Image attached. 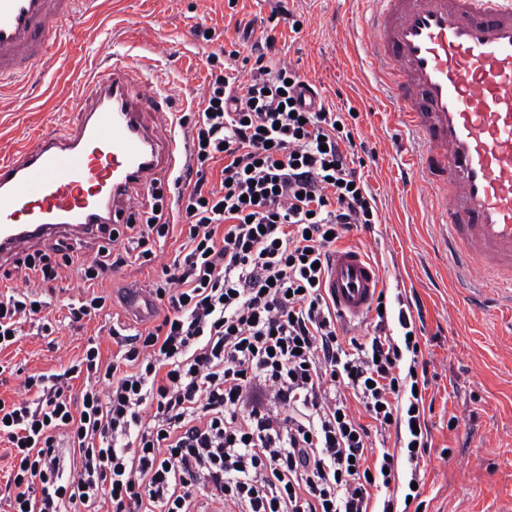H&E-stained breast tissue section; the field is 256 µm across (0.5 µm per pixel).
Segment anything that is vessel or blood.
<instances>
[{
	"mask_svg": "<svg viewBox=\"0 0 512 512\" xmlns=\"http://www.w3.org/2000/svg\"><path fill=\"white\" fill-rule=\"evenodd\" d=\"M92 0H0V85L50 57ZM378 68L399 124L414 139L444 251L464 280L512 302V0H364ZM75 128L53 130L0 163V259L31 244L102 237L138 221L133 187L167 181L181 152L162 135L169 95L113 53L87 78ZM322 288L343 319L365 315L381 289L356 247L333 249ZM139 317L154 300L125 289Z\"/></svg>",
	"mask_w": 512,
	"mask_h": 512,
	"instance_id": "obj_1",
	"label": "vessel or blood"
}]
</instances>
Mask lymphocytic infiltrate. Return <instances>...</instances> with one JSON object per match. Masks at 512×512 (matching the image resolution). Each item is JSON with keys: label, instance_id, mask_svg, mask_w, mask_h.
Instances as JSON below:
<instances>
[{"label": "lymphocytic infiltrate", "instance_id": "lymphocytic-infiltrate-1", "mask_svg": "<svg viewBox=\"0 0 512 512\" xmlns=\"http://www.w3.org/2000/svg\"><path fill=\"white\" fill-rule=\"evenodd\" d=\"M274 36L251 48L248 82L208 55L202 110L173 117L189 142L177 194L93 261L73 253L27 257L41 284L61 269L91 287L68 304L78 322L102 311L108 270L150 262L155 238L178 224L183 258L152 284L166 302L153 328L124 335L121 363L99 346L61 371L28 376L30 400L0 399V442L15 462L11 512H192L199 482L236 512H370L372 488L390 487L399 459L412 475L429 452L421 347L407 309L366 339L349 335L322 292L335 239L378 220L356 168L343 113L306 108L305 80L274 61ZM223 159L219 188L206 173ZM30 293L0 295V349L35 317ZM83 379L79 396L71 382ZM358 402L369 424L353 415ZM402 431L401 453H373L372 431Z\"/></svg>", "mask_w": 512, "mask_h": 512}]
</instances>
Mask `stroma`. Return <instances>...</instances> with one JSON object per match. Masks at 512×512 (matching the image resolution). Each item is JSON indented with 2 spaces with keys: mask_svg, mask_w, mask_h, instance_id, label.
I'll return each instance as SVG.
<instances>
[{
  "mask_svg": "<svg viewBox=\"0 0 512 512\" xmlns=\"http://www.w3.org/2000/svg\"><path fill=\"white\" fill-rule=\"evenodd\" d=\"M77 30V37L62 35L24 82L0 88V161L44 132L76 126L87 76L111 66L116 51L168 89L179 114L196 111L206 97L209 54L239 50L232 66L245 78L242 56L252 41L271 35L276 62L316 84L337 111L356 112L352 125L365 146L362 172L376 196L378 222L351 228L340 243L359 247L380 268L390 310L402 302L421 308L416 334L427 362L424 397L432 405L421 473L425 512H512V306L477 305L439 254L438 226L407 163L410 134L367 59L358 0H95ZM181 243L170 234L154 244L152 263L114 269L100 290L104 310L78 324L69 321L66 305L83 298L87 286L75 268L62 269L47 309L53 333L25 323L19 340L0 351V399L25 400L27 376L67 365L89 344L111 360L119 351L112 325L131 334L143 326L123 308L121 288L150 287ZM453 415L459 424L452 429Z\"/></svg>",
  "mask_w": 512,
  "mask_h": 512,
  "instance_id": "35a3bbf8",
  "label": "stroma"
}]
</instances>
